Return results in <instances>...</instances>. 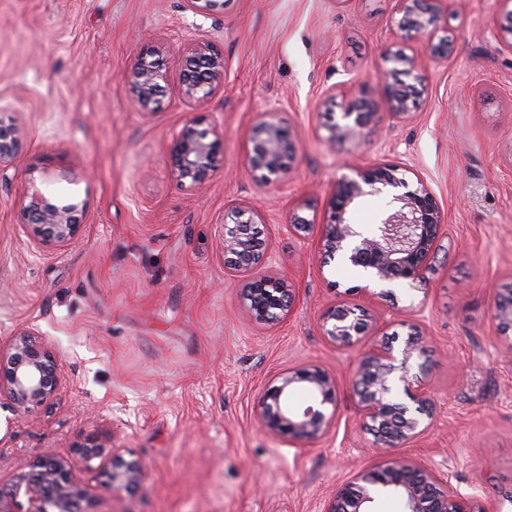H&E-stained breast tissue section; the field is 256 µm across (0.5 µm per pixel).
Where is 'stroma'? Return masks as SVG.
I'll use <instances>...</instances> for the list:
<instances>
[{
	"label": "stroma",
	"mask_w": 512,
	"mask_h": 512,
	"mask_svg": "<svg viewBox=\"0 0 512 512\" xmlns=\"http://www.w3.org/2000/svg\"><path fill=\"white\" fill-rule=\"evenodd\" d=\"M503 0H455L439 27L452 55L399 31L398 0H0V116L25 128L15 169L0 173V339L28 327L59 356L53 399L14 412L0 399V488L28 463L74 462L88 512H322L370 463L374 437L354 410L355 354L322 336V315L359 305L381 332L417 323L431 348L424 381L436 410L403 448L448 461L456 486L488 512H512V332L491 321L512 284V22ZM212 42L224 86L206 104L180 91L177 48ZM161 48L168 80L145 117L125 78ZM429 59L411 112L391 117L382 53ZM358 99L376 132L336 146L328 128ZM286 119L287 180L247 176L243 132ZM224 130L212 179L197 190L169 175L168 144L190 119ZM393 164L423 180L442 215L426 283L365 292L357 274L322 267L319 228L336 179ZM40 190L87 201L78 241L29 240L20 200ZM261 210L270 248L257 274H280L290 311L258 322L225 268L222 227L236 206ZM313 223L297 235L295 217ZM325 369L340 412L318 442L290 445L258 411L280 372ZM97 437L102 457L81 461ZM138 460L137 488L115 493L113 449Z\"/></svg>",
	"instance_id": "obj_1"
}]
</instances>
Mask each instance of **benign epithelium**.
<instances>
[{"instance_id": "benign-epithelium-1", "label": "benign epithelium", "mask_w": 512, "mask_h": 512, "mask_svg": "<svg viewBox=\"0 0 512 512\" xmlns=\"http://www.w3.org/2000/svg\"><path fill=\"white\" fill-rule=\"evenodd\" d=\"M402 13L398 27L418 38L432 40L435 23L448 10V0H399ZM188 68L181 78L185 98L207 102L224 84V57L207 41H194L179 50ZM384 75L390 114L401 118L411 109L409 94L389 81L397 74L407 76L425 68L421 56L396 59ZM145 114L157 110V92L167 80V72L158 64L141 57L127 73ZM374 117L360 107L342 113L341 121L329 127L328 142L334 144L362 135ZM192 120L170 138L171 177L181 188L200 189L212 177L215 158L224 141V129L213 126L197 128ZM24 129L17 123L0 119V171L15 164ZM253 142L248 170L261 172V179L273 183L288 176L285 158L293 150L284 121L271 117L262 120L249 133ZM396 168L380 166L358 170L334 183L329 204L331 223L324 226L319 239L321 263L339 259L361 270L375 282L399 281L412 286L426 281L432 270L436 241L442 229L438 205L423 181L409 189L408 182L395 175ZM391 194L390 203L397 210L374 231L365 232L350 221L353 207L363 198ZM84 200L63 204L50 202L36 192L21 201L27 237L36 244L57 249L77 239ZM238 219L224 225L222 249L227 265L235 276H245L244 296L249 314L257 321L274 318L275 312L287 311L292 291L275 274L248 275L256 265L254 255L263 248L255 226L259 214L238 209ZM492 319L503 330L512 328V306L495 303ZM408 332L400 349L393 340L372 342L356 362L352 375L355 413L375 437L371 452L374 462L359 471L353 480L336 488L332 500L322 512H377L384 497L395 494L403 502V512H489L470 494L452 483L448 464H428L398 452V448L423 435L433 418L434 402L423 387L420 374L430 357L428 342L415 323L406 324ZM324 336L338 349L351 348L371 338L373 326L364 311L341 303L322 316ZM58 356L33 331L22 330L7 342H0V394H5L15 411L49 401L58 383ZM303 389L308 399L293 406V393ZM338 416L335 381L319 367L297 368L278 374L265 395L259 413L261 424L271 433L286 435L303 443H314L326 436ZM105 442L96 438L80 446L79 456L89 462L100 456ZM142 467L138 460L127 459L114 451L106 465L107 484L114 492L127 491L140 481ZM85 491L73 477V466L66 460L42 458L29 465V471L8 489L0 488V512H87Z\"/></svg>"}]
</instances>
